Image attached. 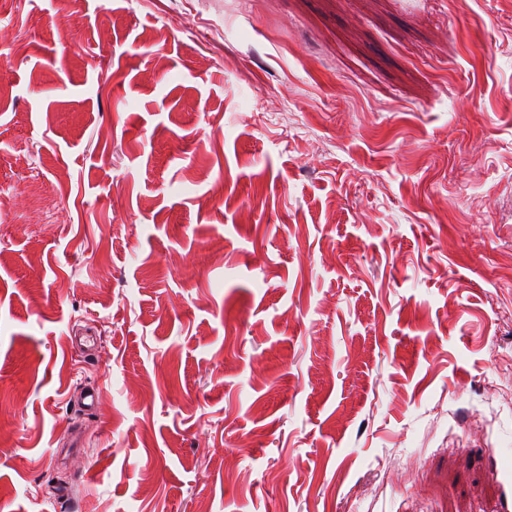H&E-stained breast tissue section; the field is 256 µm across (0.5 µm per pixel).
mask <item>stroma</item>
Returning <instances> with one entry per match:
<instances>
[{
	"label": "stroma",
	"instance_id": "1",
	"mask_svg": "<svg viewBox=\"0 0 512 512\" xmlns=\"http://www.w3.org/2000/svg\"><path fill=\"white\" fill-rule=\"evenodd\" d=\"M1 28L0 512H512V0Z\"/></svg>",
	"mask_w": 512,
	"mask_h": 512
}]
</instances>
